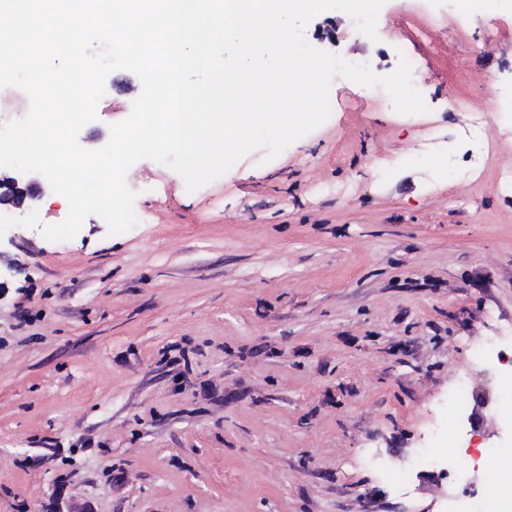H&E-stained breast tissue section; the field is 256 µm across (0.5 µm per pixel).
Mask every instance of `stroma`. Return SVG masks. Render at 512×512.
Here are the masks:
<instances>
[{
	"mask_svg": "<svg viewBox=\"0 0 512 512\" xmlns=\"http://www.w3.org/2000/svg\"><path fill=\"white\" fill-rule=\"evenodd\" d=\"M409 13L440 20L423 50L427 112L332 82L331 120L275 162L256 150L188 191L145 158L136 225L109 235L45 189L0 226V512H448L483 492L484 449L512 448V422L469 404L449 462L412 459L448 425L461 377L495 397L498 364L474 353L512 341V52L485 13L455 0H386L369 39L341 10L332 54H376ZM119 112L80 131L101 148L141 93L105 79ZM484 116L482 176L448 177L449 134ZM402 470L387 482L383 468Z\"/></svg>",
	"mask_w": 512,
	"mask_h": 512,
	"instance_id": "35a3bbf8",
	"label": "stroma"
}]
</instances>
